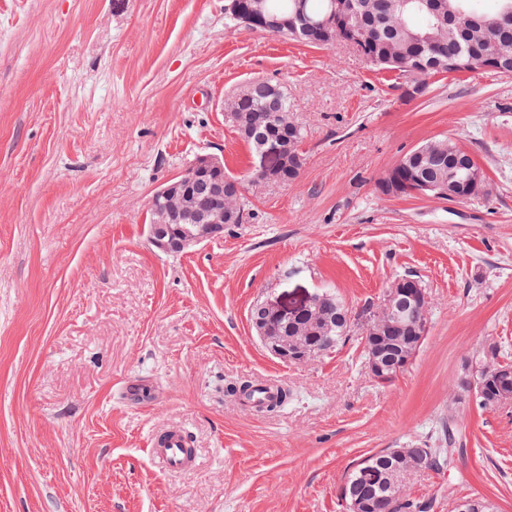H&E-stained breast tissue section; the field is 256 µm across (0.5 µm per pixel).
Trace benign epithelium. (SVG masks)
Here are the masks:
<instances>
[{
    "instance_id": "7a95c632",
    "label": "benign epithelium",
    "mask_w": 512,
    "mask_h": 512,
    "mask_svg": "<svg viewBox=\"0 0 512 512\" xmlns=\"http://www.w3.org/2000/svg\"><path fill=\"white\" fill-rule=\"evenodd\" d=\"M465 64L478 70L502 68L499 57L487 59L469 54L465 57ZM399 167L398 163L393 165L379 182L378 190L382 195L394 197L404 190V181L397 173ZM252 171L256 173L253 180L256 185L282 183L280 167L272 166L265 158ZM238 184L239 179L224 174L223 157L216 154L198 156L187 171L160 188L150 199L151 244L164 253L177 255L205 241L224 236V226L236 223L241 217L238 207L224 201V192H235ZM452 187L453 191L449 192L442 183L421 180L417 191L421 195L431 193L436 198L462 200L481 193L484 182L479 171L465 164L455 173ZM178 223L190 224L192 229L180 231L172 228ZM400 295L414 299L421 306L428 303L427 292L417 279L401 277L387 289L383 304L363 330L362 341V349L367 354L366 370L373 380L380 383L403 372L411 364L427 334V324L411 326L415 345L390 362H383L385 330L382 324L391 314L393 301ZM255 307L262 316L252 317L250 322L270 355L286 363L303 364L322 354V351L309 345L305 336L275 332V327L288 325L303 311L309 312L312 320H319L320 306L316 295L309 294L295 302L286 299L264 300L256 303Z\"/></svg>"
}]
</instances>
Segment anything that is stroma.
Returning <instances> with one entry per match:
<instances>
[{"label": "stroma", "mask_w": 512, "mask_h": 512, "mask_svg": "<svg viewBox=\"0 0 512 512\" xmlns=\"http://www.w3.org/2000/svg\"><path fill=\"white\" fill-rule=\"evenodd\" d=\"M226 0H0V512H339L352 461L426 448L464 416L455 470L414 495L478 494L512 512V405L459 401L463 362L512 352V76L436 78L422 98L353 46L309 47L224 24ZM253 79L277 81L303 127L297 181L247 186L246 221L180 255L156 250L147 205L204 153L247 174L224 117ZM450 136L486 174L463 202L386 197L407 151ZM426 289L428 332L382 385L361 325L305 365L272 357L248 319L259 300L336 289L353 314L390 282ZM129 379L154 387L120 398ZM293 394L259 415L227 384ZM184 428L185 474L148 456Z\"/></svg>", "instance_id": "1"}]
</instances>
